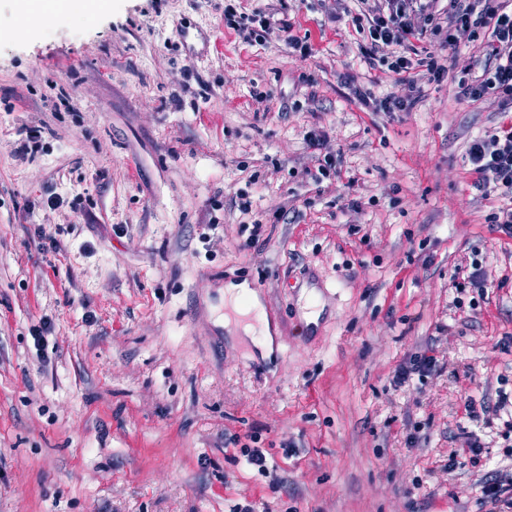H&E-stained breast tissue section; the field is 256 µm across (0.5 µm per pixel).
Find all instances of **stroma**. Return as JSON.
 Returning a JSON list of instances; mask_svg holds the SVG:
<instances>
[{
  "instance_id": "35a3bbf8",
  "label": "stroma",
  "mask_w": 512,
  "mask_h": 512,
  "mask_svg": "<svg viewBox=\"0 0 512 512\" xmlns=\"http://www.w3.org/2000/svg\"><path fill=\"white\" fill-rule=\"evenodd\" d=\"M288 15L311 57L242 40L224 0L29 27L0 0V512H485L486 481L512 478V238L465 163L502 116L457 98L453 52L412 111H365L345 75L399 87L351 21L318 0ZM184 18L207 61L178 50ZM309 127L341 149L320 183ZM231 282L255 288L271 351L237 330ZM429 355L431 374L393 383Z\"/></svg>"
}]
</instances>
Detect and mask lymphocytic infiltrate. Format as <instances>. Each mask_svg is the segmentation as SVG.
<instances>
[{"label":"lymphocytic infiltrate","mask_w":512,"mask_h":512,"mask_svg":"<svg viewBox=\"0 0 512 512\" xmlns=\"http://www.w3.org/2000/svg\"><path fill=\"white\" fill-rule=\"evenodd\" d=\"M242 0H224V24L243 39L255 29L276 35L291 52L306 58L311 47L296 37L292 22L282 19L286 0L244 11ZM329 18L347 14L367 41L360 53L370 68L383 67L396 77L400 93L377 97L359 86L355 76L345 85L369 112H407L414 108L421 82L440 84L448 66L430 55L415 58L414 42L432 35L442 49L476 47L477 53L461 70L457 96L486 102L496 111L512 112V0H319ZM474 175L472 189L481 197L497 193L505 203L491 212L488 223L512 237V123L476 136L466 151Z\"/></svg>","instance_id":"lymphocytic-infiltrate-1"}]
</instances>
